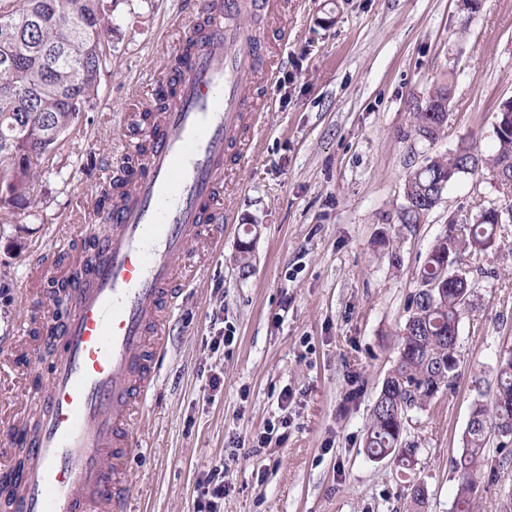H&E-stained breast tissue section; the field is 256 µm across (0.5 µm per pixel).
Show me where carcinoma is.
Here are the masks:
<instances>
[{
	"label": "carcinoma",
	"mask_w": 512,
	"mask_h": 512,
	"mask_svg": "<svg viewBox=\"0 0 512 512\" xmlns=\"http://www.w3.org/2000/svg\"><path fill=\"white\" fill-rule=\"evenodd\" d=\"M62 0H0V26L26 15L34 23L22 28L19 42L11 47L0 42V56L9 53L12 63L0 69V163L7 172L0 179V209L31 207L38 177L49 157L76 131L79 115L89 112L99 97L101 76L112 48V0H72L76 14L60 10ZM208 17L199 18L194 35L171 62V73L178 74L198 47ZM453 74L431 92L430 107L413 112V129L422 140L436 139L444 132L447 112L444 102L452 94ZM176 94L175 78L169 89L155 97L142 114L150 125L167 111ZM467 155L454 151L448 156L427 159L425 169L407 171L404 196L418 211L400 210L398 223L407 227L420 223L431 211L434 197L444 193L460 174V167L473 163L471 173L486 170L496 178L512 180V131L501 129L495 135L494 150L485 155L472 145H464ZM131 179L125 176L101 191L95 200L99 209L111 208L112 197ZM497 224L483 209L474 223L448 225L428 250L418 273L419 288L409 296V316L400 330L398 361L386 378L370 412L363 441L371 459L394 458L406 470L413 469L417 448L404 442L408 411L421 410L443 389L453 386L457 376L456 345L459 324L469 305L471 292L456 287L453 276L461 272L450 261H461L478 254L482 244L496 239ZM103 240H84L85 263L94 264L101 254ZM499 448L512 459V352L500 357L495 366V389L489 401H475L466 431L463 450L455 461L459 482L454 512H473L475 486L483 478L486 451L492 436Z\"/></svg>",
	"instance_id": "carcinoma-1"
}]
</instances>
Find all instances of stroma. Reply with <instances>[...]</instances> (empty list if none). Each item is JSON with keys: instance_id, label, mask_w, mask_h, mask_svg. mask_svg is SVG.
<instances>
[{"instance_id": "obj_1", "label": "stroma", "mask_w": 512, "mask_h": 512, "mask_svg": "<svg viewBox=\"0 0 512 512\" xmlns=\"http://www.w3.org/2000/svg\"><path fill=\"white\" fill-rule=\"evenodd\" d=\"M200 0H116L103 91L42 174L29 209L0 211V343L41 342L30 270L64 274L81 253L92 201L140 136L136 115L165 82ZM292 33L280 78L261 87L259 150L233 174L223 243L187 249L196 275L167 327V353L124 462L129 512H197L196 484L224 473L221 512H450L453 464L479 394L512 351V220L496 248L468 261L475 285L458 335L459 376L409 412L414 471L367 457L370 410L398 358L409 295L434 239L493 204L512 207L489 172L464 174L419 224L405 228L404 174L461 142L489 152L500 102L512 97V0H484L466 18L456 0H281ZM454 76L444 133L413 132V109ZM252 241L250 268L238 260ZM231 344L213 347L218 328ZM52 366L17 352L0 365V441L41 411ZM224 384L211 391L209 380ZM289 402H282V391ZM287 437L257 450L268 421ZM488 453L476 512H512V461Z\"/></svg>"}]
</instances>
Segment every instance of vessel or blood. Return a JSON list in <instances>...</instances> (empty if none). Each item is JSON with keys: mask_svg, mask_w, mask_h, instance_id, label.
Wrapping results in <instances>:
<instances>
[{"mask_svg": "<svg viewBox=\"0 0 512 512\" xmlns=\"http://www.w3.org/2000/svg\"><path fill=\"white\" fill-rule=\"evenodd\" d=\"M273 0H210L206 40L183 71L174 104L127 193L109 213L112 234L90 282L74 281L64 343L38 395L40 431L19 476L17 512H122V461L133 422L167 351L165 330L187 280L176 263L200 236L220 245L231 210L224 165L248 163L235 142L256 123V76L271 78L260 33L240 22Z\"/></svg>", "mask_w": 512, "mask_h": 512, "instance_id": "vessel-or-blood-1", "label": "vessel or blood"}]
</instances>
